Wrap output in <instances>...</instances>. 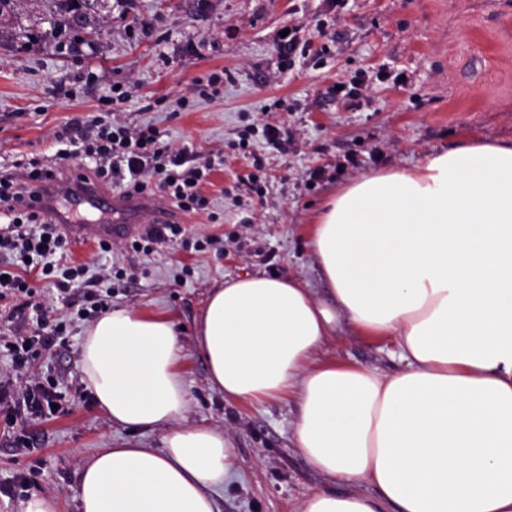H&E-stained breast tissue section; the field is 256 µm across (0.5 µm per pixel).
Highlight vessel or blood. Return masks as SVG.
Wrapping results in <instances>:
<instances>
[{
  "label": "vessel or blood",
  "mask_w": 512,
  "mask_h": 512,
  "mask_svg": "<svg viewBox=\"0 0 512 512\" xmlns=\"http://www.w3.org/2000/svg\"><path fill=\"white\" fill-rule=\"evenodd\" d=\"M38 206L47 212L51 221L58 224L70 238L90 241L102 238H119L135 232V222L143 211L154 208L152 198L142 197L127 200L91 183L73 184L60 187L46 183L40 193ZM109 208L111 222L105 224L80 223L79 212L99 211Z\"/></svg>",
  "instance_id": "1"
}]
</instances>
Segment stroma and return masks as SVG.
Here are the masks:
<instances>
[{
    "instance_id": "obj_1",
    "label": "stroma",
    "mask_w": 512,
    "mask_h": 512,
    "mask_svg": "<svg viewBox=\"0 0 512 512\" xmlns=\"http://www.w3.org/2000/svg\"><path fill=\"white\" fill-rule=\"evenodd\" d=\"M332 16L338 24L318 36L317 22ZM59 18L55 0H17L0 15V166L55 161L58 132L107 111L131 126L154 123L176 149L223 151L203 189L208 213L172 209L182 238L147 255L116 238L102 257L96 243L73 242L67 259L111 267L110 308L172 315L183 419L224 430L236 450L220 512H298L323 479L292 446L295 405L233 403L210 388L194 336L204 300L244 274L324 290L307 228L325 198L362 175L409 169L474 138L512 143V0H91L84 28ZM292 23L305 25L313 46H330L325 67L279 70L276 34ZM361 70L368 80L359 102L329 96ZM214 74L224 78L219 95L195 97V82ZM117 83L130 87L126 101H113ZM266 122L279 125L283 148L260 151V198L238 182L252 167L236 144ZM318 168L324 179L311 181ZM87 326L68 317L64 343L39 350L29 366L31 379L66 385L69 412L0 438V512H17L33 493L78 512L79 474L98 449L162 446V431L112 423L85 387ZM326 353L385 373L402 367L391 337L345 329Z\"/></svg>"
}]
</instances>
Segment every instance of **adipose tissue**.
Wrapping results in <instances>:
<instances>
[{"mask_svg":"<svg viewBox=\"0 0 512 512\" xmlns=\"http://www.w3.org/2000/svg\"><path fill=\"white\" fill-rule=\"evenodd\" d=\"M309 242L329 285L253 274L211 289L196 326L226 400H294L292 442L327 481L301 512H512V143L472 140L330 196ZM392 337L384 374L322 356L342 327ZM181 347L161 311L86 328L83 382L115 423L162 449L101 448L79 512H220L231 439L183 423Z\"/></svg>","mask_w":512,"mask_h":512,"instance_id":"obj_1","label":"adipose tissue"}]
</instances>
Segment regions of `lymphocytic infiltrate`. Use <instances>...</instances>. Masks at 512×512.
I'll list each match as a JSON object with an SVG mask.
<instances>
[{"label":"lymphocytic infiltrate","instance_id":"obj_1","mask_svg":"<svg viewBox=\"0 0 512 512\" xmlns=\"http://www.w3.org/2000/svg\"><path fill=\"white\" fill-rule=\"evenodd\" d=\"M288 30L287 36L277 40L280 69L294 66L300 57L310 55L322 61L330 56L328 45L313 49L302 25H289ZM76 130L75 151H63L60 161L50 165L33 159L24 163L22 172H0V213L10 217L7 227L0 228V300L25 295V302L14 305L8 316L19 326H37L34 334L14 336L5 344L12 373L0 378V412L5 413L11 426L20 420L64 414L66 402L57 379H27V364L34 354L63 343L64 337L61 323L51 322L46 310L32 309L28 298L35 289L17 272L18 262H27L40 278L54 279L66 311L78 299L90 303L92 310L103 309L106 302L99 286L112 275L106 266L93 275L86 266L57 263L55 256L66 240L57 226L36 209L40 184L58 180L64 160L76 153L91 161L95 180L123 194L159 192L185 212H197L207 205L199 187L212 170L214 158L200 161L187 152L173 150L160 130L149 123L130 128L112 118L97 117L78 124Z\"/></svg>","mask_w":512,"mask_h":512}]
</instances>
